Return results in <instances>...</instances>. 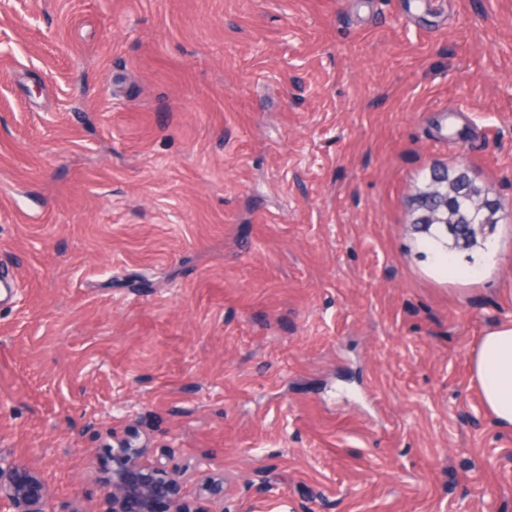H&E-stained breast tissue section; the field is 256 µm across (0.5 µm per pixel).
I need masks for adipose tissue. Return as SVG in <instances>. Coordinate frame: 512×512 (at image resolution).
<instances>
[{
	"instance_id": "ef3b65f1",
	"label": "adipose tissue",
	"mask_w": 512,
	"mask_h": 512,
	"mask_svg": "<svg viewBox=\"0 0 512 512\" xmlns=\"http://www.w3.org/2000/svg\"><path fill=\"white\" fill-rule=\"evenodd\" d=\"M484 407L496 426L512 430V324L485 333L471 356Z\"/></svg>"
}]
</instances>
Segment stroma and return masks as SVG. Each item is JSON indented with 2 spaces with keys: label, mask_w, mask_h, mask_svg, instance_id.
Wrapping results in <instances>:
<instances>
[{
  "label": "stroma",
  "mask_w": 512,
  "mask_h": 512,
  "mask_svg": "<svg viewBox=\"0 0 512 512\" xmlns=\"http://www.w3.org/2000/svg\"><path fill=\"white\" fill-rule=\"evenodd\" d=\"M500 220L443 264L432 169ZM0 455L134 435L224 512H512V0H0ZM484 407L496 426L512 430V324L485 333L471 356Z\"/></svg>",
  "instance_id": "obj_1"
}]
</instances>
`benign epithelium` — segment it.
<instances>
[{
	"mask_svg": "<svg viewBox=\"0 0 512 512\" xmlns=\"http://www.w3.org/2000/svg\"><path fill=\"white\" fill-rule=\"evenodd\" d=\"M174 454L131 437L102 449L87 471V483L100 487L95 512H215L224 502V475L196 461L190 495ZM0 512H54L45 479L20 459L0 456Z\"/></svg>",
	"mask_w": 512,
	"mask_h": 512,
	"instance_id": "1",
	"label": "benign epithelium"
}]
</instances>
